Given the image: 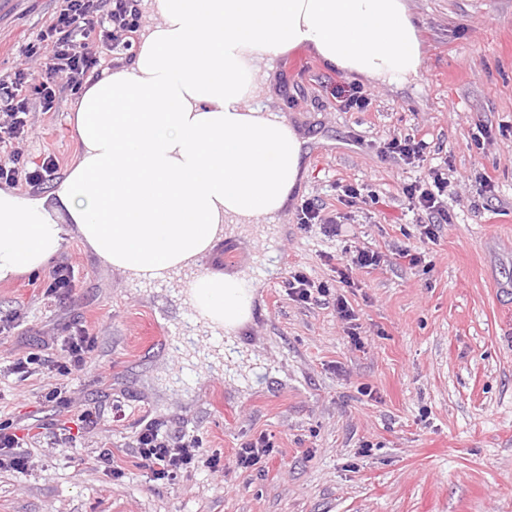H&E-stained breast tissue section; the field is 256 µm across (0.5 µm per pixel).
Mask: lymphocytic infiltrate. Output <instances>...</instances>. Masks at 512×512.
I'll return each mask as SVG.
<instances>
[{
    "instance_id": "1",
    "label": "lymphocytic infiltrate",
    "mask_w": 512,
    "mask_h": 512,
    "mask_svg": "<svg viewBox=\"0 0 512 512\" xmlns=\"http://www.w3.org/2000/svg\"><path fill=\"white\" fill-rule=\"evenodd\" d=\"M141 22L138 0H62L36 40L21 49L19 66L12 72L0 73V144L11 147L8 158L0 161V182L22 181L36 188L53 178L58 169L55 157H44L41 164L33 168L28 167L23 158L21 146L33 131V107L45 112L55 109L56 89L60 86L79 92L99 66L102 54L125 43L130 34L138 31ZM426 177V183L414 182L402 188L408 209L426 216L420 226L418 246L401 252L414 267L422 263L426 245L435 243L442 225L448 223L443 199L454 190L453 181L439 168H429ZM343 253L337 264L330 254L322 256L324 263L331 266V280L316 282L304 271L294 268L289 270L285 286L294 300L306 304L333 297L336 313L346 324L347 336L359 347L363 341L355 324V312L344 291L358 287L357 271L379 267L383 256L376 251L348 246ZM92 343L85 327L74 324L61 338L59 359H45L31 353L19 357L12 371L23 381L35 374L46 376L54 383L51 398L60 399L63 394L58 385L60 378L84 369ZM133 448L156 480H173L194 468L205 456L197 437L174 439L154 424L138 432ZM208 459L213 466L220 461L216 455Z\"/></svg>"
}]
</instances>
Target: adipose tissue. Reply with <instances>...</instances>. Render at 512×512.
<instances>
[{
  "instance_id": "ef3b65f1",
  "label": "adipose tissue",
  "mask_w": 512,
  "mask_h": 512,
  "mask_svg": "<svg viewBox=\"0 0 512 512\" xmlns=\"http://www.w3.org/2000/svg\"><path fill=\"white\" fill-rule=\"evenodd\" d=\"M155 24L131 66L102 72L76 104L77 162L45 195L0 188V280L43 269L77 234L143 288L170 286L195 312L207 355L248 321L247 273L200 268L237 226L274 217L295 186L302 140L280 115L248 107L262 62L304 46L364 81L402 85L423 69L406 0H151Z\"/></svg>"
}]
</instances>
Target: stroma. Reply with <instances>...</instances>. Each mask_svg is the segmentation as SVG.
<instances>
[{
  "label": "stroma",
  "instance_id": "obj_1",
  "mask_svg": "<svg viewBox=\"0 0 512 512\" xmlns=\"http://www.w3.org/2000/svg\"><path fill=\"white\" fill-rule=\"evenodd\" d=\"M424 66L413 82L367 84L372 105L342 112L333 89L345 72L299 47L277 58L261 105L282 112L304 140L301 172L275 222V236L225 238L210 271L272 269L255 284L252 319L240 331L248 360L231 373H181L173 337L187 333L190 307L126 281L79 237L56 257L73 267V291L46 292L49 272L0 280V423L30 434L29 467L0 469V512H512V0H407ZM60 0H5L0 71L46 25ZM77 94L57 109H33L31 162L54 156L65 175L78 153ZM487 134L475 144L478 131ZM414 132L428 162L451 161L456 182L449 224L416 267L398 259L418 243L402 194L418 172L383 157L385 140ZM490 175L494 192L478 194ZM361 185L375 202L350 207L338 188ZM307 199L338 217L346 237L298 229ZM381 252L348 293L363 348H355L333 304H305L281 286L288 267L328 276L322 254L345 241ZM85 324L93 350L68 380L73 406L103 411L74 448L67 407L39 376L17 382L10 366L40 350L66 323ZM160 334L147 344V327ZM154 422L170 436L195 434L220 449L176 483L152 480L132 449ZM266 434L276 453L239 470L241 444ZM111 446L119 475L100 462Z\"/></svg>",
  "mask_w": 512,
  "mask_h": 512
}]
</instances>
